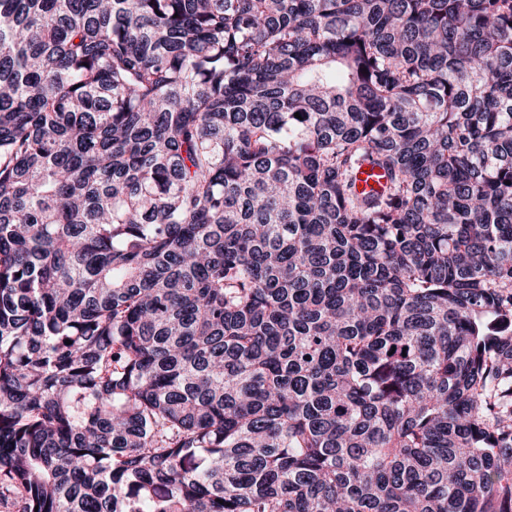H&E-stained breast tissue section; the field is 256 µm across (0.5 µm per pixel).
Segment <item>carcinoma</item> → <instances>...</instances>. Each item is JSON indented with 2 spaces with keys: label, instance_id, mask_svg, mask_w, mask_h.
<instances>
[{
  "label": "carcinoma",
  "instance_id": "cac0c4a2",
  "mask_svg": "<svg viewBox=\"0 0 512 512\" xmlns=\"http://www.w3.org/2000/svg\"><path fill=\"white\" fill-rule=\"evenodd\" d=\"M2 502L512 512V0H0Z\"/></svg>",
  "mask_w": 512,
  "mask_h": 512
}]
</instances>
